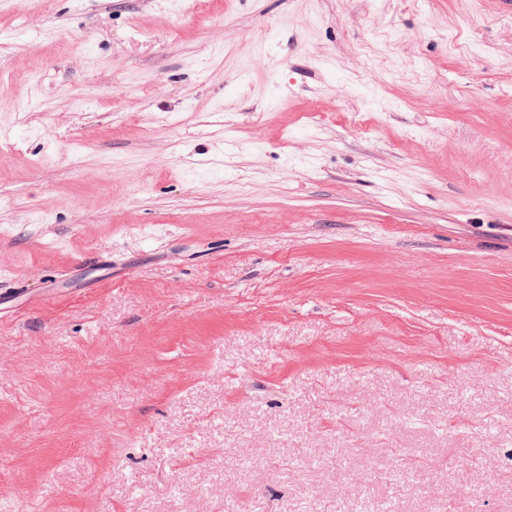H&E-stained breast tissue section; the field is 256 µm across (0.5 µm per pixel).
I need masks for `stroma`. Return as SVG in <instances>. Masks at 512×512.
<instances>
[{
    "label": "stroma",
    "instance_id": "stroma-1",
    "mask_svg": "<svg viewBox=\"0 0 512 512\" xmlns=\"http://www.w3.org/2000/svg\"><path fill=\"white\" fill-rule=\"evenodd\" d=\"M19 287L0 512H512V13L0 0Z\"/></svg>",
    "mask_w": 512,
    "mask_h": 512
}]
</instances>
